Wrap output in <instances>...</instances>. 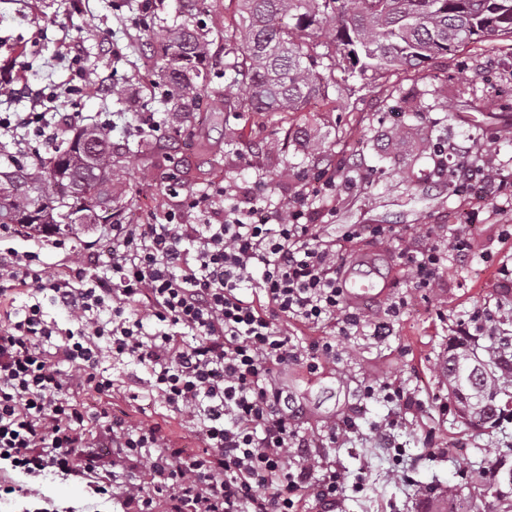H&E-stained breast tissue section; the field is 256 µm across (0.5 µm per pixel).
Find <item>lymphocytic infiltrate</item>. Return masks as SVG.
I'll return each instance as SVG.
<instances>
[{
	"label": "lymphocytic infiltrate",
	"mask_w": 512,
	"mask_h": 512,
	"mask_svg": "<svg viewBox=\"0 0 512 512\" xmlns=\"http://www.w3.org/2000/svg\"><path fill=\"white\" fill-rule=\"evenodd\" d=\"M32 92L30 109L0 116V136L20 154L31 141L59 139V95ZM309 193L270 207L263 194L233 199L226 188L187 194L162 217L109 227L112 263L93 270V244L74 254L69 238L50 244L68 255L64 274L47 275L38 252L0 251V462L38 477L55 469L86 479L122 512H301L306 496L335 507L339 477L322 441L301 434L303 416L276 379L308 358L335 361L328 342L304 349L287 331L327 324L359 328L344 304L337 239L398 238L390 224H348L341 237L310 221ZM465 232L399 255L418 288L434 287L448 255L469 257ZM70 318L47 321L38 294ZM29 301L17 305L18 296ZM150 373L147 398L179 414L197 448L171 439L158 422L111 408L114 384L103 352ZM96 395L88 410L80 398ZM319 481H312L314 472Z\"/></svg>",
	"instance_id": "obj_1"
}]
</instances>
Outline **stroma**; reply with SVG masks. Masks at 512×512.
Masks as SVG:
<instances>
[{
    "mask_svg": "<svg viewBox=\"0 0 512 512\" xmlns=\"http://www.w3.org/2000/svg\"><path fill=\"white\" fill-rule=\"evenodd\" d=\"M136 2L137 11L129 12L116 9V0H0V81L24 91L0 110L28 111L27 91L43 88L59 93L57 109L66 112L67 86L83 78L102 86V93L82 97L79 125L107 118L114 144L158 139L171 155L167 161L128 156L120 203L138 220L162 213L173 163L193 169L191 192L220 184L239 195L258 185L284 205L303 176L332 160L336 192L313 197L316 223L395 224L423 242L465 227L474 254L449 261L433 288L412 287L403 276L398 242L344 243L341 265L376 256L387 291L359 304L366 323L357 332L297 328L299 345L331 342L336 360L290 365L279 382L305 410L302 432L333 442L323 454L340 475L336 512H431L425 493L431 485L466 512H505L491 465L512 456V423L500 431L462 419L444 365L460 337L474 332V308H488L494 329L512 330V208L457 190L454 177L458 159L475 166L491 159L501 198H512V42L471 44L419 68L352 78L332 107L316 98L299 112L224 113L210 131L211 142L223 148V161L212 170L176 135L180 116L152 102L151 62L143 51L149 31L139 20L182 23L177 2ZM71 40L84 47L77 66L58 56ZM145 118L153 131L138 130ZM299 131L317 152L301 146ZM440 145L450 152L443 165ZM381 320L389 322L390 335H374ZM369 385L376 389L371 397ZM390 387L410 396L412 407L398 410L386 397ZM390 420L392 449L374 438L375 428ZM6 478L40 488L55 512H120L82 480L51 474L29 480L13 472Z\"/></svg>",
    "mask_w": 512,
    "mask_h": 512,
    "instance_id": "obj_1",
    "label": "stroma"
}]
</instances>
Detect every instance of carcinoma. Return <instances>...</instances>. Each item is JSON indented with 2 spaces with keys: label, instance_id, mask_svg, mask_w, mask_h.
Instances as JSON below:
<instances>
[{
  "label": "carcinoma",
  "instance_id": "carcinoma-1",
  "mask_svg": "<svg viewBox=\"0 0 512 512\" xmlns=\"http://www.w3.org/2000/svg\"><path fill=\"white\" fill-rule=\"evenodd\" d=\"M185 23L149 24L157 102L190 120L211 81V45L224 42V73L239 86L235 99L211 98L205 110L299 112L315 97L356 75L417 68L471 43L512 41V0H237L234 22L208 25L198 0H178ZM124 166L108 130L79 128L31 162L0 171V224H24L38 235H65L79 223L84 201L97 199L101 222L112 212ZM481 368L459 367L463 387L485 393L479 418L512 423V339L507 331L486 347Z\"/></svg>",
  "mask_w": 512,
  "mask_h": 512
}]
</instances>
